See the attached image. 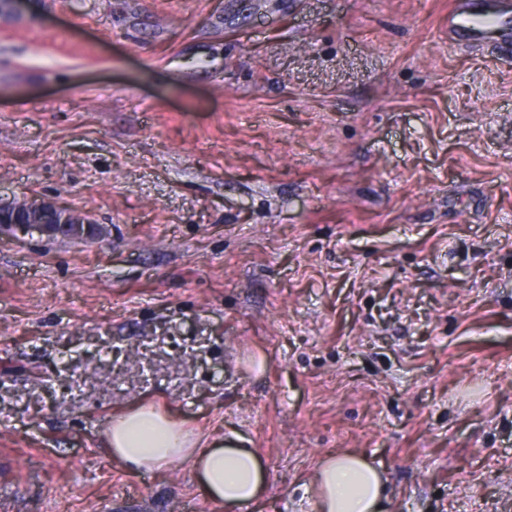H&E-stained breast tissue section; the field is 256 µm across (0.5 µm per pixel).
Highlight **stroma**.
Returning a JSON list of instances; mask_svg holds the SVG:
<instances>
[{
	"label": "stroma",
	"instance_id": "stroma-1",
	"mask_svg": "<svg viewBox=\"0 0 512 512\" xmlns=\"http://www.w3.org/2000/svg\"><path fill=\"white\" fill-rule=\"evenodd\" d=\"M453 0H27L0 10V462L14 512H225L103 434L239 437L248 512L357 451L386 512L512 502V53ZM1 229L26 235L38 232L42 235H64L70 238L95 240L96 228L86 217L66 208L39 202H0Z\"/></svg>",
	"mask_w": 512,
	"mask_h": 512
}]
</instances>
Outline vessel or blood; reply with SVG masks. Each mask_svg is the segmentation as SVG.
Returning a JSON list of instances; mask_svg holds the SVG:
<instances>
[{
  "label": "vessel or blood",
  "instance_id": "vessel-or-blood-1",
  "mask_svg": "<svg viewBox=\"0 0 512 512\" xmlns=\"http://www.w3.org/2000/svg\"><path fill=\"white\" fill-rule=\"evenodd\" d=\"M448 35L460 45L483 46L488 39L505 43L512 35V12L498 0H457L448 12Z\"/></svg>",
  "mask_w": 512,
  "mask_h": 512
}]
</instances>
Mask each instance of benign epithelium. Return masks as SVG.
<instances>
[{"label":"benign epithelium","mask_w":512,"mask_h":512,"mask_svg":"<svg viewBox=\"0 0 512 512\" xmlns=\"http://www.w3.org/2000/svg\"><path fill=\"white\" fill-rule=\"evenodd\" d=\"M0 226L18 234L38 232L42 235H64L94 240L96 228L86 217L66 208L39 202H0Z\"/></svg>","instance_id":"7a95c632"}]
</instances>
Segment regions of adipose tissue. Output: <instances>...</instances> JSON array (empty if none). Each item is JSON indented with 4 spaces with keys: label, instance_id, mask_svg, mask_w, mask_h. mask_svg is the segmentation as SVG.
<instances>
[{
    "label": "adipose tissue",
    "instance_id": "ef3b65f1",
    "mask_svg": "<svg viewBox=\"0 0 512 512\" xmlns=\"http://www.w3.org/2000/svg\"><path fill=\"white\" fill-rule=\"evenodd\" d=\"M105 446L115 459L149 470L190 463L203 493L232 512L258 501L265 488V472L253 451L201 441L182 421L152 406L115 415ZM309 491L314 512H383L382 474L354 451L322 459Z\"/></svg>",
    "mask_w": 512,
    "mask_h": 512
}]
</instances>
